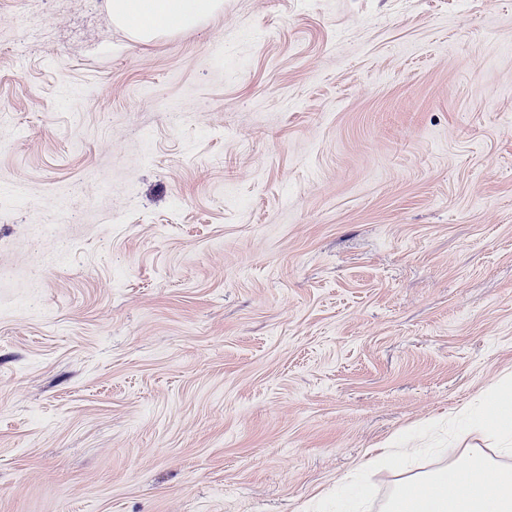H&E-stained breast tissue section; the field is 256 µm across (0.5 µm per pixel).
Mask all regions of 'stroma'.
<instances>
[{"label": "stroma", "mask_w": 512, "mask_h": 512, "mask_svg": "<svg viewBox=\"0 0 512 512\" xmlns=\"http://www.w3.org/2000/svg\"><path fill=\"white\" fill-rule=\"evenodd\" d=\"M512 385V0H0V512H336ZM112 22L140 42L193 29L224 8L223 0H108Z\"/></svg>", "instance_id": "obj_1"}]
</instances>
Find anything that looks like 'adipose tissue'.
Wrapping results in <instances>:
<instances>
[{"label": "adipose tissue", "instance_id": "adipose-tissue-1", "mask_svg": "<svg viewBox=\"0 0 512 512\" xmlns=\"http://www.w3.org/2000/svg\"><path fill=\"white\" fill-rule=\"evenodd\" d=\"M112 22L140 42L150 43L178 30L206 22L224 7V0H108ZM497 411L494 424L482 432L496 443L497 454L512 455V390L502 388L488 396ZM495 473L499 492L484 497L476 488ZM389 496L385 512H512V469L496 468L491 456L473 448L435 470L400 480Z\"/></svg>", "mask_w": 512, "mask_h": 512}]
</instances>
